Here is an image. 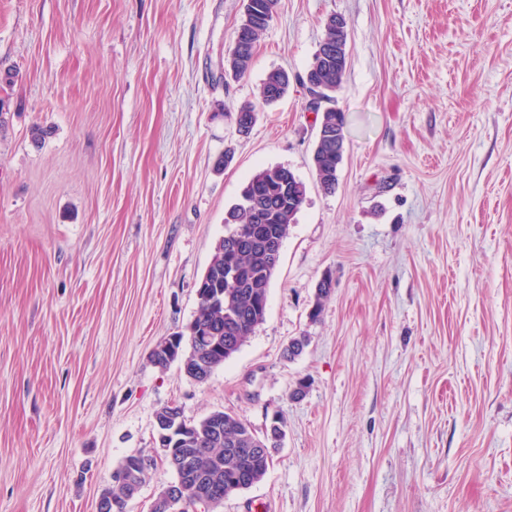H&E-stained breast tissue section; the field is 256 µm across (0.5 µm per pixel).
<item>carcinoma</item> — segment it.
<instances>
[{"label": "carcinoma", "mask_w": 512, "mask_h": 512, "mask_svg": "<svg viewBox=\"0 0 512 512\" xmlns=\"http://www.w3.org/2000/svg\"><path fill=\"white\" fill-rule=\"evenodd\" d=\"M278 0H253V10L268 17L256 25L252 42L249 45L235 44L229 51L224 66L225 73L234 78L244 76L252 64L255 48L261 34L269 25V18L276 12ZM346 66L336 61H319L314 56L307 71L305 84L309 91L321 100L331 99L342 84ZM289 83L285 82V72L273 70L265 78L260 89V97L267 105L278 92L286 93ZM343 146L335 141H322L316 144L312 154V164L322 189L332 193L338 183V171L342 161ZM306 187L288 167H267L252 176L241 191L240 199L248 201L249 208L241 203L231 205L226 211V226L254 225L255 236L260 239L279 234L283 240L288 235L290 224L305 201ZM238 268V282L224 286V267ZM208 287L213 291H232V302L237 316L229 320L224 315V307L207 300L198 302L193 322L214 336L224 337V347L211 352L213 368L238 352L254 329L263 322L266 311L263 302L274 272L269 266L268 255L259 244L239 247L233 238L224 236L215 246L212 258L206 267ZM330 292V282L321 280L316 292V300L310 313L311 320H317L322 313V300ZM255 435L237 417L224 414V430L211 438L208 453L198 459L195 469L207 473L214 482L222 483L233 476L243 479L242 489H249L265 476L270 459L265 457H228L226 448H249Z\"/></svg>", "instance_id": "1"}]
</instances>
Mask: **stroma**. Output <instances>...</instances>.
I'll list each match as a JSON object with an SVG mask.
<instances>
[{"label":"stroma","instance_id":"35a3bbf8","mask_svg":"<svg viewBox=\"0 0 512 512\" xmlns=\"http://www.w3.org/2000/svg\"><path fill=\"white\" fill-rule=\"evenodd\" d=\"M243 5L0 0V512H94L130 455L148 472L125 512H149L175 479L156 454L169 405L258 436L285 421L265 477L217 512H512V0H279L229 81ZM333 15L328 193L302 80ZM275 69L290 86L265 105ZM276 165L306 198L264 321L207 382L160 369L226 209ZM320 122L335 132L342 131L343 116L334 108H327L323 111ZM324 126L319 127L318 138H333V133L325 129ZM343 143H339L336 147L335 138L330 142L321 141L316 143L312 154V164L319 183L325 192L331 193L336 189L338 183V171L342 161Z\"/></svg>","mask_w":512,"mask_h":512}]
</instances>
